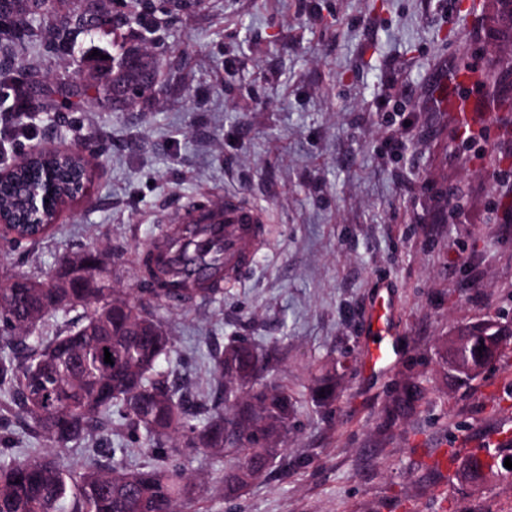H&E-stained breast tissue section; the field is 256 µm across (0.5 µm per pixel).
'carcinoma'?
<instances>
[{
    "label": "carcinoma",
    "instance_id": "carcinoma-1",
    "mask_svg": "<svg viewBox=\"0 0 512 512\" xmlns=\"http://www.w3.org/2000/svg\"><path fill=\"white\" fill-rule=\"evenodd\" d=\"M5 15L16 17L14 33L0 39V53H9L13 38L24 32L30 15L57 12L64 0H9ZM73 10L96 24L106 16L104 0H71ZM499 35L512 42V0H501ZM154 62L145 58L135 69L118 70L112 82L70 85L71 96L90 99L102 109L121 105L116 88L147 85ZM53 172L52 194H68L69 178L85 171V162L38 159L18 170L0 185V209L13 214L17 224L14 241L36 242L52 228L53 212L37 229L22 223V196L34 185L46 187V173ZM97 254L86 252L59 268L44 281L15 278L0 285V400L19 405L27 416V428L54 449H64L107 424H129L135 442L150 458L131 469L116 449H106L111 463L94 465L68 477L58 461L35 453L30 460L0 461V512H180L179 506L201 494L178 463L180 449L225 460L224 499L233 500L241 490L262 480L282 451L296 420V402L275 378L269 376L276 349L240 339L210 353L215 390L227 406L217 408L202 424L192 423L193 403L181 389L160 379L158 367L177 359V350L160 323L143 314L138 304L119 295L115 288L98 287ZM203 260L212 269L206 287L182 280L157 257L152 243L143 245L138 262L144 291L158 305L178 296L183 305L224 294V258L218 254ZM89 309L82 321L48 344L30 335L36 323L53 314ZM455 342L445 347L442 367L457 384L468 382L494 362L512 344V326L488 320L458 327ZM484 349L477 350V347ZM111 353L113 364L104 361ZM351 354L327 360L314 378L318 407L333 411L341 374L350 369ZM419 386L404 379L397 387L389 412H409L419 401ZM451 460L471 464L462 479L512 480V469L503 460L482 472L481 456L451 454Z\"/></svg>",
    "mask_w": 512,
    "mask_h": 512
}]
</instances>
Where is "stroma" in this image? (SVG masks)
<instances>
[{
    "mask_svg": "<svg viewBox=\"0 0 512 512\" xmlns=\"http://www.w3.org/2000/svg\"><path fill=\"white\" fill-rule=\"evenodd\" d=\"M499 0H108L112 24L70 16L62 43L16 53L0 86V145L16 163L32 145L87 153L95 188L60 212L52 234L17 247L0 238V281L45 279L98 251L101 275L155 315L179 353L177 386L214 405L209 354L239 338L278 339L276 378L298 403L284 451L237 512H512V481L473 491L449 449L467 454L512 439V347L455 387L439 365L460 325L512 320V144L490 98L512 101V76L478 77L507 48ZM136 49L157 69L154 94L111 110L68 107L64 80L102 83L113 57ZM470 62V109L435 108L432 81ZM32 126L17 141V122ZM262 209L254 264L221 298L157 308L141 289L137 246L180 218L182 203L225 194ZM392 305L396 362L364 369L366 317ZM350 351L355 371L327 413L310 381ZM412 377L423 397L387 411ZM108 426L58 459L76 472L96 447L130 444ZM179 461L205 484L186 512H224V463L190 449Z\"/></svg>",
    "mask_w": 512,
    "mask_h": 512,
    "instance_id": "1",
    "label": "stroma"
}]
</instances>
